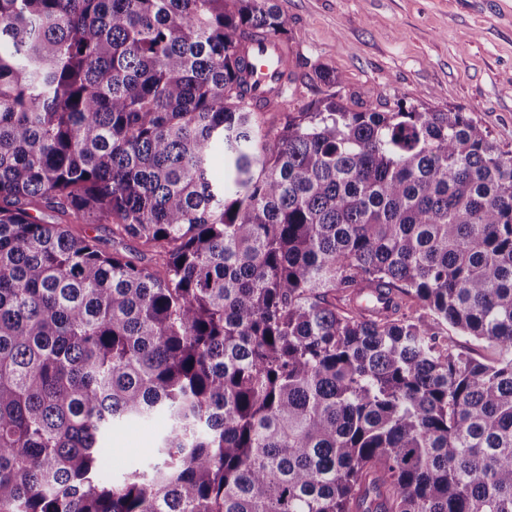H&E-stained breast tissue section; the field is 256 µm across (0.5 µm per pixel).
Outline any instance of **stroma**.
I'll use <instances>...</instances> for the list:
<instances>
[{
  "label": "stroma",
  "instance_id": "1",
  "mask_svg": "<svg viewBox=\"0 0 512 512\" xmlns=\"http://www.w3.org/2000/svg\"><path fill=\"white\" fill-rule=\"evenodd\" d=\"M292 53L339 75L347 105L468 113L512 148V0H277ZM163 418L114 429L107 477L158 460Z\"/></svg>",
  "mask_w": 512,
  "mask_h": 512
}]
</instances>
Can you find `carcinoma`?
Here are the masks:
<instances>
[{"label":"carcinoma","mask_w":512,"mask_h":512,"mask_svg":"<svg viewBox=\"0 0 512 512\" xmlns=\"http://www.w3.org/2000/svg\"><path fill=\"white\" fill-rule=\"evenodd\" d=\"M264 39L275 0H0V512H512V149L338 90L266 127ZM114 224H73L72 230L80 235L100 238L104 248L112 250V240L121 241L118 236L112 234ZM165 424L163 418L157 417L115 428L106 454L112 457L105 469L107 477L119 479L132 469H144L156 463L158 436Z\"/></svg>","instance_id":"cac0c4a2"}]
</instances>
